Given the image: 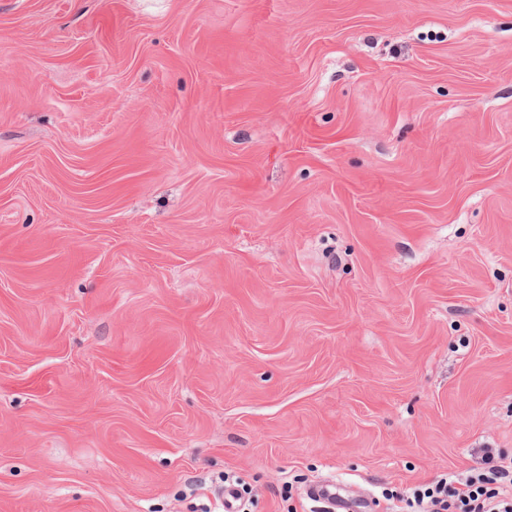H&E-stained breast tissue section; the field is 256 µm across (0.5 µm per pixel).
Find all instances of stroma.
<instances>
[{
	"instance_id": "35a3bbf8",
	"label": "stroma",
	"mask_w": 512,
	"mask_h": 512,
	"mask_svg": "<svg viewBox=\"0 0 512 512\" xmlns=\"http://www.w3.org/2000/svg\"><path fill=\"white\" fill-rule=\"evenodd\" d=\"M512 453V0H0V512H318ZM306 496L312 501L325 504L328 512H367L368 505L336 490V484L313 483L306 488Z\"/></svg>"
}]
</instances>
